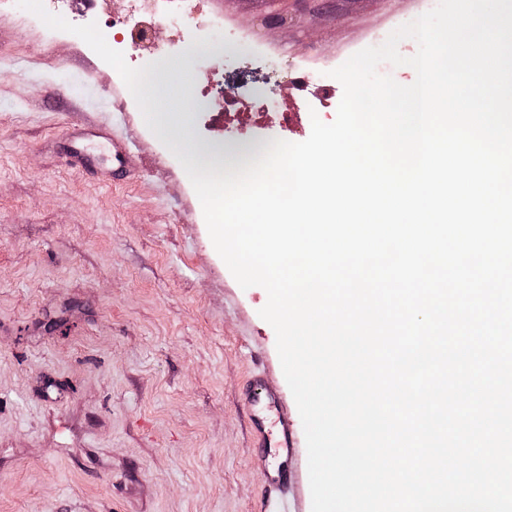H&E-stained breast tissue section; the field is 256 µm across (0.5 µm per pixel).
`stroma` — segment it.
<instances>
[{
    "label": "stroma",
    "instance_id": "35a3bbf8",
    "mask_svg": "<svg viewBox=\"0 0 512 512\" xmlns=\"http://www.w3.org/2000/svg\"><path fill=\"white\" fill-rule=\"evenodd\" d=\"M127 8L108 0L92 20L131 67L190 61L179 109L203 146L306 140L342 98L327 70L424 12L422 0H202L193 20L146 23L145 43L115 27ZM228 25L266 55L225 45ZM291 62L312 82L294 87ZM86 128L125 143L123 180L71 156ZM267 301L215 250L185 169L119 73L29 11L0 13V512H260L262 470L281 465V512H312L303 428L291 457L255 447L243 402L255 375L299 416Z\"/></svg>",
    "mask_w": 512,
    "mask_h": 512
}]
</instances>
